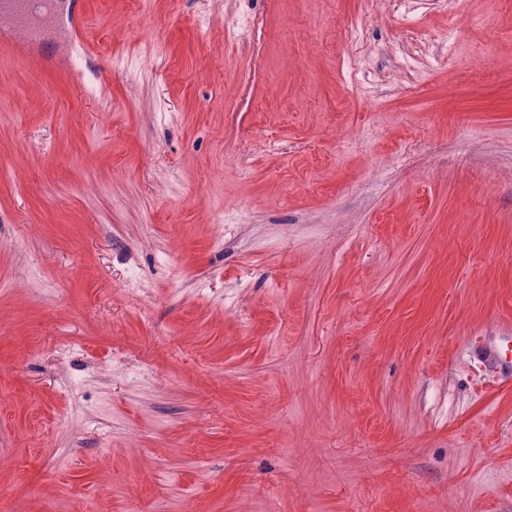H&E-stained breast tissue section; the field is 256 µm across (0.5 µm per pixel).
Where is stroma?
<instances>
[{
    "label": "stroma",
    "mask_w": 512,
    "mask_h": 512,
    "mask_svg": "<svg viewBox=\"0 0 512 512\" xmlns=\"http://www.w3.org/2000/svg\"><path fill=\"white\" fill-rule=\"evenodd\" d=\"M0 47V512H512V0H86ZM481 364L484 369L493 374H499L503 369L512 368V357L508 360V353L501 344H483L480 349Z\"/></svg>",
    "instance_id": "35a3bbf8"
}]
</instances>
